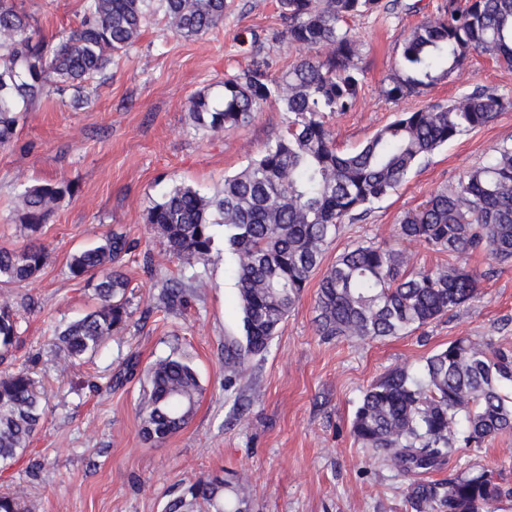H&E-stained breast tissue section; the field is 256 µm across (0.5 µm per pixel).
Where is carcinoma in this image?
Segmentation results:
<instances>
[{
  "instance_id": "1",
  "label": "carcinoma",
  "mask_w": 512,
  "mask_h": 512,
  "mask_svg": "<svg viewBox=\"0 0 512 512\" xmlns=\"http://www.w3.org/2000/svg\"><path fill=\"white\" fill-rule=\"evenodd\" d=\"M225 6L226 0H83L78 25L46 38L16 0H0V146L13 144L20 113L52 89H72L77 105L87 103L85 84L104 75L153 18L190 39L215 29ZM381 7V0H279L288 39L325 54L294 62L276 79L260 66L248 69L224 79L218 98L199 93L190 100L193 125L212 134L248 125L273 100L288 113L285 134L225 177L221 190L176 187L146 216L170 258L204 266L222 249L235 259L245 342L227 348L226 363L236 375L267 349L344 218L366 213L439 147L512 109L511 100L477 86L447 105L401 112L356 151L338 152L328 118L350 111L362 89L359 46L345 24ZM474 53L512 69V0H448L444 12L406 38L384 93L398 99L434 85ZM71 193L70 183L59 179L23 184L16 195L14 209L30 241L0 248V363L21 335L8 286L29 281L46 265L51 251L35 234ZM397 233L448 259L413 270L394 246L361 244L343 252L317 290L320 335L404 336L477 296L478 275L467 267L473 254L488 252L511 264L512 148L406 212ZM135 248L112 233L72 254L70 274L94 288L99 305L52 339L61 372L102 353L125 330L129 281L121 267ZM204 287L197 276L186 285L169 279L160 300L170 310ZM144 377L141 432L159 442L189 423L202 387L195 368L172 353L146 367ZM45 406L27 371L0 378L1 468L27 450ZM505 432H512V350L491 351L469 337L449 342L414 370L388 371L363 393L351 422L361 447L411 477L407 497L414 512H491L509 494L492 473L440 481L423 475L447 466L457 449ZM252 497L247 475H208L183 482L165 512H250ZM0 512L36 508L18 494H4Z\"/></svg>"
}]
</instances>
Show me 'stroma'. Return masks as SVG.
Wrapping results in <instances>:
<instances>
[{"label": "stroma", "instance_id": "1", "mask_svg": "<svg viewBox=\"0 0 512 512\" xmlns=\"http://www.w3.org/2000/svg\"><path fill=\"white\" fill-rule=\"evenodd\" d=\"M382 2L379 12L349 22L363 86L353 109L330 121L340 149H356L398 113L452 102L477 86L512 100V70L484 55L471 56L434 86L387 98L382 88L403 42L445 0ZM21 3L48 37L76 27L82 0ZM276 3L227 0L223 22L192 39L151 21L113 60L92 107L77 111L70 93L54 95L22 113L15 144L0 148V247L27 242L13 204L21 184L63 178L74 188L42 228L49 261L35 279L12 288L22 305V334L0 375L27 369L47 411L28 450L0 468V494L23 495L37 512H163L181 482L243 471L253 487L251 512H412L407 478L350 433L363 391L387 371L414 367L461 336L512 350V265L485 253L468 262L478 273L475 302L409 335L371 341L320 336L315 300L322 274L314 272L266 351L240 376L225 362L227 347L243 339L227 254L213 253L200 271L206 288L186 305L158 309L163 282L186 272L166 259L163 240L145 222L148 209L183 184L213 193L287 128V113L274 103L250 124L216 134L195 128L188 112L194 95L217 94L225 78L254 63H266L275 77L308 55L288 39ZM503 146H512V110L435 151L363 218L343 220L323 268L348 248L372 242L396 244L416 266L436 265L441 254L398 239L400 219L433 192L453 188L466 170L488 164ZM106 233L140 242L123 268L130 318L104 354L76 361L62 374L49 347L55 327L97 305L93 289L72 279L68 260ZM147 251L156 263L151 273L143 268ZM172 352L196 369L202 394L185 428L155 443L142 436L137 415L145 383L122 374L129 357L145 367ZM483 470L512 487V433L460 449L437 476Z\"/></svg>", "mask_w": 512, "mask_h": 512}]
</instances>
